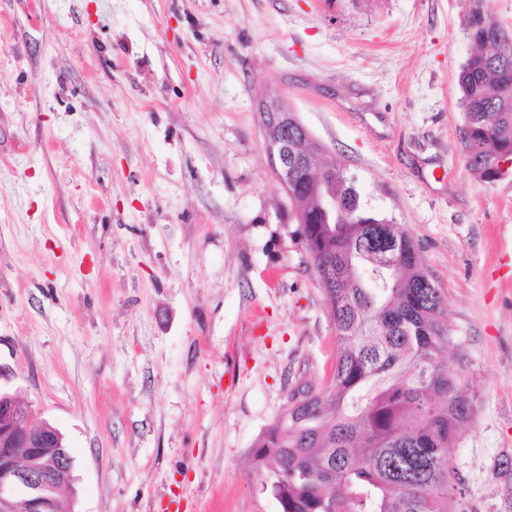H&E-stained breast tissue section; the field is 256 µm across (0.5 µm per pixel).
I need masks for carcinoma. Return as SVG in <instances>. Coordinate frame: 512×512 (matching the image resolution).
Instances as JSON below:
<instances>
[{
    "label": "carcinoma",
    "mask_w": 512,
    "mask_h": 512,
    "mask_svg": "<svg viewBox=\"0 0 512 512\" xmlns=\"http://www.w3.org/2000/svg\"><path fill=\"white\" fill-rule=\"evenodd\" d=\"M481 4L467 18L475 52L458 84L467 166L494 181L498 162H512V36L489 49L503 27ZM317 169L343 207L329 222L311 190ZM289 188L303 247L329 268L336 360L327 386L303 389V405L288 406L253 449L280 512H457L460 478L447 451L467 401L443 366L441 290L402 225L361 201L340 162L318 156L294 170ZM378 230L399 242L390 270L360 252Z\"/></svg>",
    "instance_id": "cac0c4a2"
}]
</instances>
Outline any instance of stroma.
<instances>
[{
	"instance_id": "obj_1",
	"label": "stroma",
	"mask_w": 512,
	"mask_h": 512,
	"mask_svg": "<svg viewBox=\"0 0 512 512\" xmlns=\"http://www.w3.org/2000/svg\"><path fill=\"white\" fill-rule=\"evenodd\" d=\"M471 0H0V391L74 512H279L252 448L336 332L257 103L283 99L445 297L467 512H512V169L466 166Z\"/></svg>"
}]
</instances>
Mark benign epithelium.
Wrapping results in <instances>:
<instances>
[{
    "label": "benign epithelium",
    "mask_w": 512,
    "mask_h": 512,
    "mask_svg": "<svg viewBox=\"0 0 512 512\" xmlns=\"http://www.w3.org/2000/svg\"><path fill=\"white\" fill-rule=\"evenodd\" d=\"M265 130L288 129L293 120L301 131L298 143L316 148L309 130L278 100L258 103ZM273 170L286 194L288 148L266 141ZM72 482V458L63 434L49 422L34 418L30 406L0 392V512H73L57 497Z\"/></svg>",
    "instance_id": "obj_1"
}]
</instances>
